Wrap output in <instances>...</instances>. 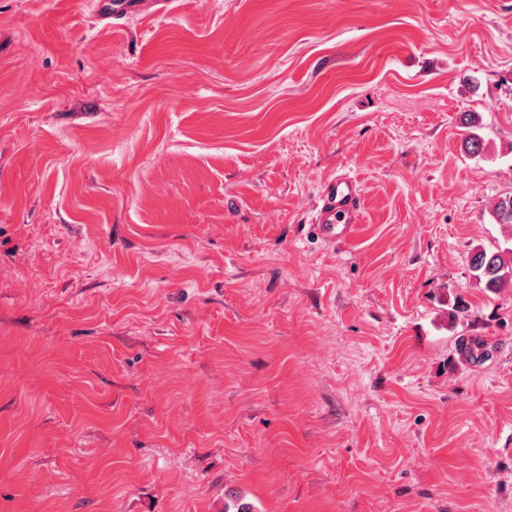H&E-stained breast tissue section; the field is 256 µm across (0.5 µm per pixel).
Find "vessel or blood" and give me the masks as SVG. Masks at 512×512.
<instances>
[{
	"instance_id": "obj_1",
	"label": "vessel or blood",
	"mask_w": 512,
	"mask_h": 512,
	"mask_svg": "<svg viewBox=\"0 0 512 512\" xmlns=\"http://www.w3.org/2000/svg\"><path fill=\"white\" fill-rule=\"evenodd\" d=\"M147 4L164 12L170 0H95L93 11L98 19L120 20L130 13L141 11ZM362 220V190L357 180L342 173L327 181L315 218L318 235L332 242L346 239Z\"/></svg>"
}]
</instances>
